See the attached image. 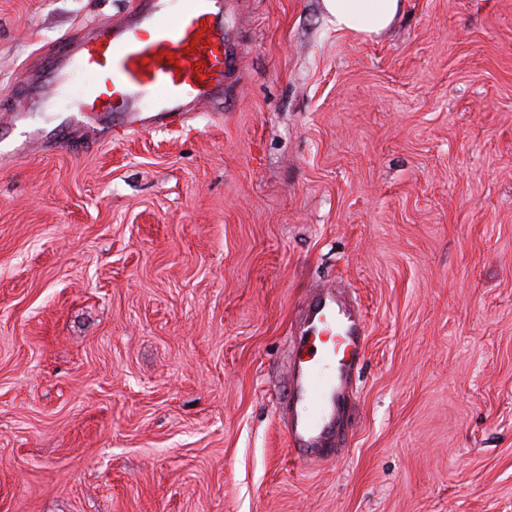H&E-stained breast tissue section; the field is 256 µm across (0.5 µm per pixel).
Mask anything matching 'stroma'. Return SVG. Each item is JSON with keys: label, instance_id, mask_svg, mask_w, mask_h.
I'll return each mask as SVG.
<instances>
[{"label": "stroma", "instance_id": "35a3bbf8", "mask_svg": "<svg viewBox=\"0 0 512 512\" xmlns=\"http://www.w3.org/2000/svg\"><path fill=\"white\" fill-rule=\"evenodd\" d=\"M224 102L122 138L28 75L130 0H0V512H512V0H225ZM368 334L295 458L302 301ZM404 0H322L328 22L336 30L378 36L399 17Z\"/></svg>", "mask_w": 512, "mask_h": 512}]
</instances>
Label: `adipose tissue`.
<instances>
[{"label":"adipose tissue","instance_id":"1","mask_svg":"<svg viewBox=\"0 0 512 512\" xmlns=\"http://www.w3.org/2000/svg\"><path fill=\"white\" fill-rule=\"evenodd\" d=\"M329 23L337 30L378 36L399 17L403 0H322Z\"/></svg>","mask_w":512,"mask_h":512}]
</instances>
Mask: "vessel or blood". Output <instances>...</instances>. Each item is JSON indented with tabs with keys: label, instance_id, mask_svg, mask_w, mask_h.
I'll list each match as a JSON object with an SVG mask.
<instances>
[{
	"label": "vessel or blood",
	"instance_id": "b4317fda",
	"mask_svg": "<svg viewBox=\"0 0 512 512\" xmlns=\"http://www.w3.org/2000/svg\"><path fill=\"white\" fill-rule=\"evenodd\" d=\"M232 63L224 0H135L120 20L71 40L32 93H65L76 75L88 73L95 80L76 103L80 116L108 113L126 131L165 129L221 95ZM365 337L364 316L335 290H316L305 301L288 406V443L299 458L335 459L348 380Z\"/></svg>",
	"mask_w": 512,
	"mask_h": 512
}]
</instances>
